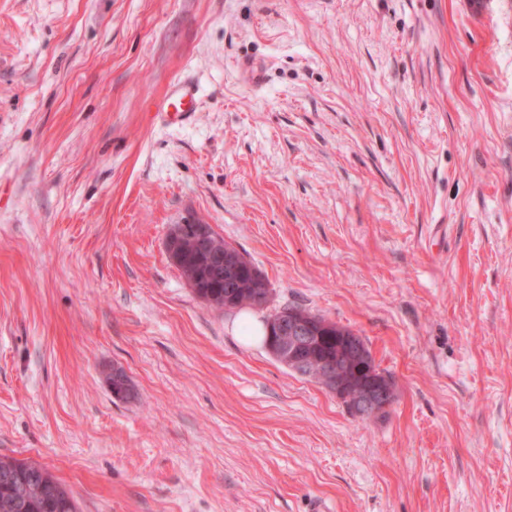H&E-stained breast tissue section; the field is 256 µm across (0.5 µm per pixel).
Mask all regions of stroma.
<instances>
[{
	"instance_id": "stroma-1",
	"label": "stroma",
	"mask_w": 512,
	"mask_h": 512,
	"mask_svg": "<svg viewBox=\"0 0 512 512\" xmlns=\"http://www.w3.org/2000/svg\"><path fill=\"white\" fill-rule=\"evenodd\" d=\"M195 222L266 308L194 294ZM286 306L385 413L241 342ZM0 456L79 512H512V0H0ZM198 90L196 83L189 79H179L174 82L165 96V105L162 112L177 121L188 119L196 112ZM169 112H173L168 114ZM331 322V326L326 331V336H330L335 343L326 342L318 345L316 349L317 362L323 358L331 356L336 360V364L330 358L322 360L319 363V374L321 381L327 384V389L336 395V398L344 403L347 401L346 407L359 418H369L386 411L393 402V382L390 377L389 383L386 377L379 369L367 359L363 347L364 340L352 331L349 336H344V332L350 331L347 328L338 326L335 322ZM336 336H341V344L336 347ZM351 348L357 363L354 369L355 379L351 380L352 384H357L354 389V396H348L347 391L352 389L349 382L340 376V370L337 363L352 360L349 357L347 348ZM337 348V351H336ZM346 354H343V352ZM317 362H310L311 371L308 376L316 378L320 383V379L316 376ZM383 378V379H382Z\"/></svg>"
}]
</instances>
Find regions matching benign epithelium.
Segmentation results:
<instances>
[{
	"label": "benign epithelium",
	"instance_id": "7a95c632",
	"mask_svg": "<svg viewBox=\"0 0 512 512\" xmlns=\"http://www.w3.org/2000/svg\"><path fill=\"white\" fill-rule=\"evenodd\" d=\"M197 252L198 262L219 274L226 268L233 274L239 271L247 258L240 252L229 251L213 239L211 229L202 226L195 236L191 237ZM323 325L298 316L294 312L283 314L275 321L270 332L272 339L268 350L287 368L302 372L306 362L313 359L310 355L320 342ZM364 340L356 333L341 337L337 346L336 360L326 359L319 363L321 381L339 400L347 401V408L359 418H369L386 411L393 402V393L384 378V374L367 359ZM356 361L355 379L347 381L340 376L338 364Z\"/></svg>",
	"mask_w": 512,
	"mask_h": 512
}]
</instances>
